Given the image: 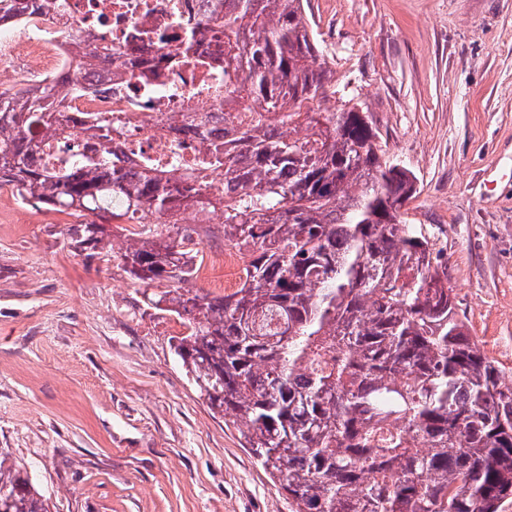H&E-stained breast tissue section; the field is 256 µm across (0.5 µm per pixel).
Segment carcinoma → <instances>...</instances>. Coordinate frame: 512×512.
Masks as SVG:
<instances>
[{
	"label": "carcinoma",
	"mask_w": 512,
	"mask_h": 512,
	"mask_svg": "<svg viewBox=\"0 0 512 512\" xmlns=\"http://www.w3.org/2000/svg\"><path fill=\"white\" fill-rule=\"evenodd\" d=\"M307 0H224V122L203 168L176 175L105 159L112 117L91 115L99 149L56 168L40 140L69 124L65 77L24 97L0 90V185L83 218L80 247L104 224H148L120 260L151 304L186 321L174 352L293 512H499L512 496V383L457 317L448 268L405 222L413 172L382 159L365 112H324L332 72L318 58ZM86 44L87 70L110 53ZM224 167V192L205 170ZM224 218L242 253L239 285L196 287L187 211ZM0 512H50L27 469L0 448Z\"/></svg>",
	"instance_id": "cac0c4a2"
}]
</instances>
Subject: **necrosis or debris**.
Listing matches in <instances>:
<instances>
[{
  "instance_id": "necrosis-or-debris-1",
  "label": "necrosis or debris",
  "mask_w": 512,
  "mask_h": 512,
  "mask_svg": "<svg viewBox=\"0 0 512 512\" xmlns=\"http://www.w3.org/2000/svg\"><path fill=\"white\" fill-rule=\"evenodd\" d=\"M52 19L37 10L0 26V82L25 88L70 75L89 86L64 101L68 112H109L122 117L120 138L109 146L122 171L144 158L159 166L178 152L194 167L205 146L224 136V30L202 31L218 0H53ZM101 41L111 54L94 71L77 70L76 47Z\"/></svg>"
}]
</instances>
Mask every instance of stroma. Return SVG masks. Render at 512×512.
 Returning <instances> with one entry per match:
<instances>
[{
    "instance_id": "1",
    "label": "stroma",
    "mask_w": 512,
    "mask_h": 512,
    "mask_svg": "<svg viewBox=\"0 0 512 512\" xmlns=\"http://www.w3.org/2000/svg\"><path fill=\"white\" fill-rule=\"evenodd\" d=\"M337 93L413 171L405 208L442 251L456 310L512 376V0H308ZM76 219L0 187V448L51 512H292L173 351L186 327Z\"/></svg>"
}]
</instances>
